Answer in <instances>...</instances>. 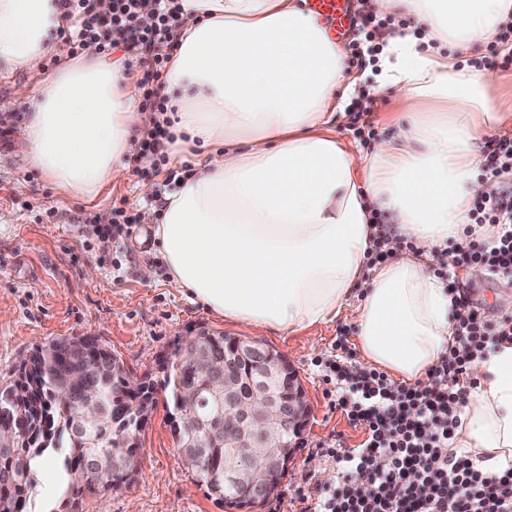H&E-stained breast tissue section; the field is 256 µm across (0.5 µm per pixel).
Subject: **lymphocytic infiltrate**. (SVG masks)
Listing matches in <instances>:
<instances>
[{
    "mask_svg": "<svg viewBox=\"0 0 512 512\" xmlns=\"http://www.w3.org/2000/svg\"><path fill=\"white\" fill-rule=\"evenodd\" d=\"M73 52L97 44L100 52L124 47L131 58L125 70L141 67V111L149 119L140 133V157L152 166L166 164L169 125L161 117L168 100L159 89L172 50L179 42L178 0H60ZM154 23L141 24L143 14ZM479 176L489 190L469 211L470 223L455 243L453 265H440L441 279L460 269L485 268L493 279H512V137L488 143ZM495 225L497 234L475 240L477 226ZM454 342L429 369L425 386L396 383L386 372L360 371L337 355L319 360L324 395L364 438L347 447L334 437L323 448L337 472L308 483L298 492V512H512V468L489 471L476 465L466 449L448 442L461 424V409L476 389L472 365L501 342H512V314L488 319L478 313L465 291L452 292ZM426 486L420 496L418 486Z\"/></svg>",
    "mask_w": 512,
    "mask_h": 512,
    "instance_id": "f902f5d3",
    "label": "lymphocytic infiltrate"
}]
</instances>
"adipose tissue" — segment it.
<instances>
[{
	"label": "adipose tissue",
	"instance_id": "1",
	"mask_svg": "<svg viewBox=\"0 0 512 512\" xmlns=\"http://www.w3.org/2000/svg\"><path fill=\"white\" fill-rule=\"evenodd\" d=\"M179 47L167 70L168 151L197 153L193 175L143 210L170 284L204 310L285 334L333 320L362 292L365 365L426 380L453 341L451 296L429 271L435 247L458 240L487 192L475 167L485 135L512 123L493 94L496 70L457 66L425 49L468 51L512 17V0H370L381 31L372 77L351 73L305 0H179ZM57 0H0V73L63 60L37 92L16 146L63 192L95 199L129 174L147 120L122 60L87 45L79 58L57 33ZM393 91L395 132L371 151L337 132L362 85ZM415 249L366 268L374 212ZM456 447L482 465L512 467V343L476 363Z\"/></svg>",
	"mask_w": 512,
	"mask_h": 512
}]
</instances>
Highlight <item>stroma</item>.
<instances>
[{
    "label": "stroma",
    "mask_w": 512,
    "mask_h": 512,
    "mask_svg": "<svg viewBox=\"0 0 512 512\" xmlns=\"http://www.w3.org/2000/svg\"><path fill=\"white\" fill-rule=\"evenodd\" d=\"M62 65L46 56L35 70L0 74V118L9 127L0 135V387L9 383L18 361L40 344L57 338L93 336L121 358L134 376H152L162 383V357L176 336L207 326L229 336L247 335V328L193 304L169 282L166 264L141 223L142 206L167 178L166 167L142 165L140 173L111 185L96 199L73 198L14 149V132L27 105L16 94L18 85L36 89ZM369 110L377 138L395 128L387 113L397 111L393 92L374 95L361 90L352 99L337 128L353 137V118ZM124 203L136 220L123 253H106L86 215L108 217L114 204ZM151 278H144L143 268ZM475 306L488 314L512 311V283L464 279ZM358 299H350L334 320L295 334L268 332L263 342L282 353L295 369L311 405L308 425L282 476L276 496L262 512H296L295 492L305 475L329 478L333 465L321 457L320 445L341 435L357 447L363 434L341 413L330 411L316 359L332 354L338 337H346L351 365H359ZM142 474L133 485L85 497L76 512H224L198 487L172 434L169 409L157 401L141 434Z\"/></svg>",
    "instance_id": "1"
}]
</instances>
